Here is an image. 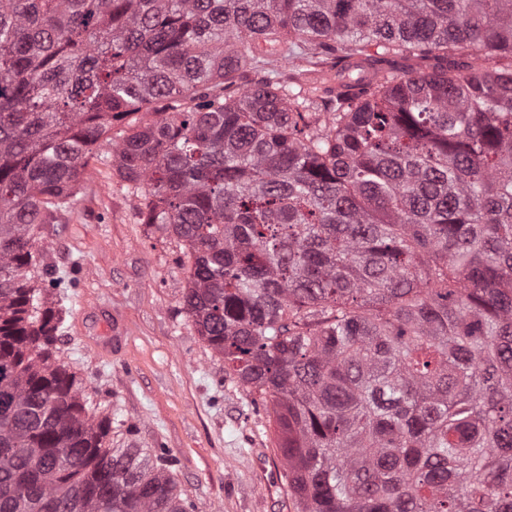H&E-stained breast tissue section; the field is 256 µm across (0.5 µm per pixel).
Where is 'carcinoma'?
I'll return each mask as SVG.
<instances>
[{"mask_svg": "<svg viewBox=\"0 0 512 512\" xmlns=\"http://www.w3.org/2000/svg\"><path fill=\"white\" fill-rule=\"evenodd\" d=\"M304 54L345 91L269 69ZM98 142L296 512H512V0H0V512H197L57 347L42 225Z\"/></svg>", "mask_w": 512, "mask_h": 512, "instance_id": "carcinoma-1", "label": "carcinoma"}]
</instances>
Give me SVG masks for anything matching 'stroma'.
<instances>
[{
  "instance_id": "35a3bbf8",
  "label": "stroma",
  "mask_w": 512,
  "mask_h": 512,
  "mask_svg": "<svg viewBox=\"0 0 512 512\" xmlns=\"http://www.w3.org/2000/svg\"><path fill=\"white\" fill-rule=\"evenodd\" d=\"M142 211L111 149L94 146L73 207L43 227L46 264L73 280L62 354L121 447L174 458L199 512H295L270 405L180 313L183 241Z\"/></svg>"
}]
</instances>
